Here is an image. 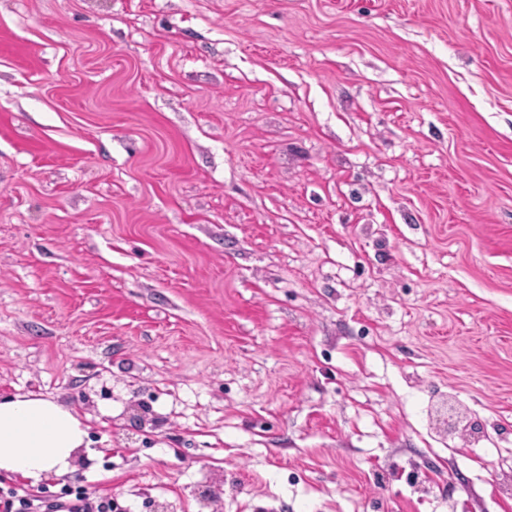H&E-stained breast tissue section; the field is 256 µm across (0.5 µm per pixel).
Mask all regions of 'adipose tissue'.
<instances>
[{"instance_id": "obj_1", "label": "adipose tissue", "mask_w": 512, "mask_h": 512, "mask_svg": "<svg viewBox=\"0 0 512 512\" xmlns=\"http://www.w3.org/2000/svg\"><path fill=\"white\" fill-rule=\"evenodd\" d=\"M80 413L34 393L0 398V477L43 482L73 475L88 445Z\"/></svg>"}]
</instances>
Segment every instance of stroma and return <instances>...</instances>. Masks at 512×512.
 <instances>
[{
	"instance_id": "1",
	"label": "stroma",
	"mask_w": 512,
	"mask_h": 512,
	"mask_svg": "<svg viewBox=\"0 0 512 512\" xmlns=\"http://www.w3.org/2000/svg\"><path fill=\"white\" fill-rule=\"evenodd\" d=\"M13 392L126 512H512V0H0Z\"/></svg>"
}]
</instances>
